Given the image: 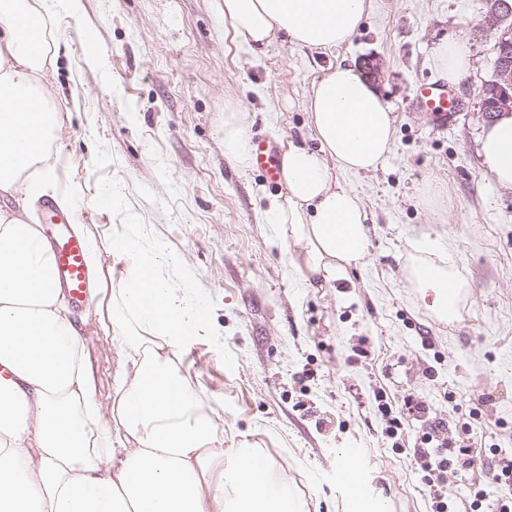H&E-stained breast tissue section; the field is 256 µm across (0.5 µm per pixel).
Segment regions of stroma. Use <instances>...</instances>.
<instances>
[{
	"instance_id": "1",
	"label": "stroma",
	"mask_w": 512,
	"mask_h": 512,
	"mask_svg": "<svg viewBox=\"0 0 512 512\" xmlns=\"http://www.w3.org/2000/svg\"><path fill=\"white\" fill-rule=\"evenodd\" d=\"M371 3L348 45L279 41L254 55L225 37L219 0H79L46 31L59 49L43 78L60 119L54 190L74 200L95 243L90 268L107 284L120 287L125 264L106 236L126 224L168 257L173 283L192 281L208 302L215 333L181 360L202 383L225 455L258 449L305 512H343L337 471L356 448L385 512H436L419 454L439 421L445 439L485 462L472 471L449 461L443 488L457 512H500L490 480L497 456L512 454V188L478 155L495 38L476 31L482 0ZM87 27L98 35L93 54L78 40ZM453 37L467 40L470 66L455 85L459 111L438 129L413 97L439 80L433 50ZM370 60L395 134L383 167L345 178L369 213L366 264L308 286L293 268L302 245L262 216L280 184L224 156V110L247 108L252 136L306 137L312 82ZM419 243L445 250L467 283L461 321H437L407 281ZM74 315L109 414L123 355L99 313ZM410 398L423 412L407 408Z\"/></svg>"
}]
</instances>
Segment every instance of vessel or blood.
<instances>
[{"instance_id": "b4317fda", "label": "vessel or blood", "mask_w": 512, "mask_h": 512, "mask_svg": "<svg viewBox=\"0 0 512 512\" xmlns=\"http://www.w3.org/2000/svg\"><path fill=\"white\" fill-rule=\"evenodd\" d=\"M416 102L421 111L437 128L447 127L449 119L460 108V99L453 86L441 82L418 86ZM253 163L270 180H278L281 153L277 143L261 137L252 139ZM42 225L43 236L49 246L52 274L68 291L75 302L91 306L95 283L87 262L84 237L71 226L68 216L47 208Z\"/></svg>"}]
</instances>
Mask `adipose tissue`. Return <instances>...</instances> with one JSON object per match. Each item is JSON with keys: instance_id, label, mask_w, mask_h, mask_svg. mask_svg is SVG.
Returning a JSON list of instances; mask_svg holds the SVG:
<instances>
[{"instance_id": "obj_1", "label": "adipose tissue", "mask_w": 512, "mask_h": 512, "mask_svg": "<svg viewBox=\"0 0 512 512\" xmlns=\"http://www.w3.org/2000/svg\"><path fill=\"white\" fill-rule=\"evenodd\" d=\"M223 2L226 33L258 54L280 38L320 51L349 43L371 0ZM75 3L0 0V196L30 202L53 186L58 114L42 83L52 64L46 28ZM305 109L318 146L286 143L282 192L267 215L280 234L304 241L297 274L332 283L364 266L368 251L367 211L341 178L385 163L392 110L350 64L315 81ZM250 122L248 112H224V155L242 170L250 165ZM479 143L484 168L512 188V115L484 126ZM109 239L126 271L118 300L98 307L125 362L105 418L66 294L47 252L34 250L41 227L0 208V367L10 373L0 381V512H303L291 491L273 487L270 468H257L255 449L228 458L213 446L215 423L177 356L210 333L204 301L190 284L175 288L158 275V251L116 230ZM419 251L411 284L437 320H460L464 282L449 272L447 256L433 261L429 246ZM213 467L219 477L210 486L204 474ZM339 473L345 512H384L353 459Z\"/></svg>"}]
</instances>
